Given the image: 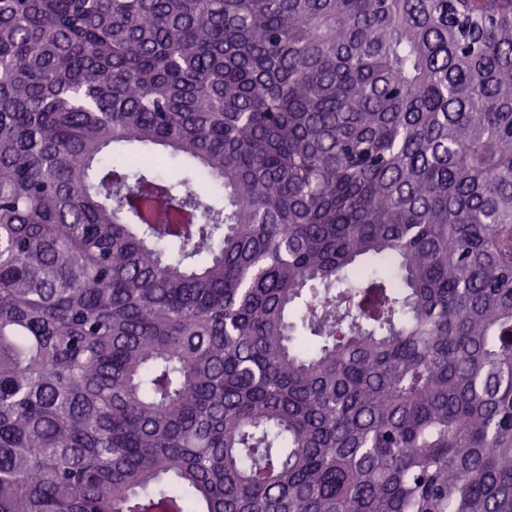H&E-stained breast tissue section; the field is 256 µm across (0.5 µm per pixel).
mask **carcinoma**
Wrapping results in <instances>:
<instances>
[{
  "mask_svg": "<svg viewBox=\"0 0 512 512\" xmlns=\"http://www.w3.org/2000/svg\"><path fill=\"white\" fill-rule=\"evenodd\" d=\"M0 512H512V0H0Z\"/></svg>",
  "mask_w": 512,
  "mask_h": 512,
  "instance_id": "obj_1",
  "label": "carcinoma"
}]
</instances>
